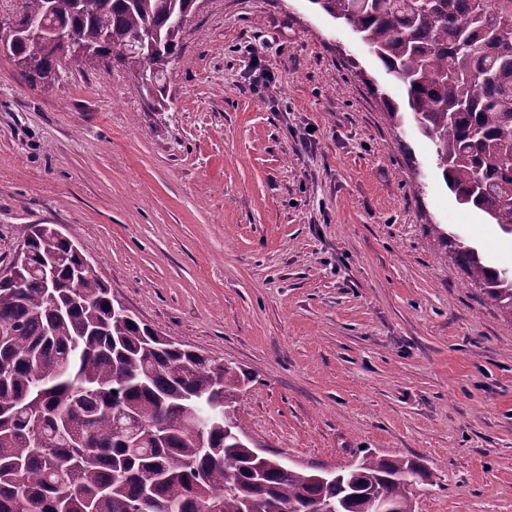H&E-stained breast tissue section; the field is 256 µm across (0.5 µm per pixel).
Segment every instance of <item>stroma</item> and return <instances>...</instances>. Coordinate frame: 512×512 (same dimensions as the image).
Wrapping results in <instances>:
<instances>
[{"label": "stroma", "instance_id": "1", "mask_svg": "<svg viewBox=\"0 0 512 512\" xmlns=\"http://www.w3.org/2000/svg\"><path fill=\"white\" fill-rule=\"evenodd\" d=\"M270 85L257 80L260 70ZM154 105L132 74L0 56V269L56 224L141 320L252 376L249 437L299 468L369 452L435 483L415 512H512V237L460 205L401 85L309 0H195ZM431 232L437 244L446 247L445 253L452 252L465 267L471 285L481 288L503 313L512 317V270L510 273L508 269L486 265L474 247L465 245L439 224L431 225Z\"/></svg>", "mask_w": 512, "mask_h": 512}]
</instances>
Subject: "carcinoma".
I'll return each mask as SVG.
<instances>
[{
	"label": "carcinoma",
	"instance_id": "carcinoma-1",
	"mask_svg": "<svg viewBox=\"0 0 512 512\" xmlns=\"http://www.w3.org/2000/svg\"><path fill=\"white\" fill-rule=\"evenodd\" d=\"M309 2L398 75L445 185L512 236V0ZM48 3L56 22L165 99L193 0H24L25 15ZM62 59L87 64L46 53L29 77L48 78ZM53 228L26 227L22 282L0 285V512H413L414 488L432 484L418 460L365 454L324 478L254 457L233 399L249 375L163 343L95 270L70 284L81 256ZM431 232L512 316V272L438 224ZM48 256L52 299L41 279ZM219 390L224 405L213 409Z\"/></svg>",
	"mask_w": 512,
	"mask_h": 512
}]
</instances>
